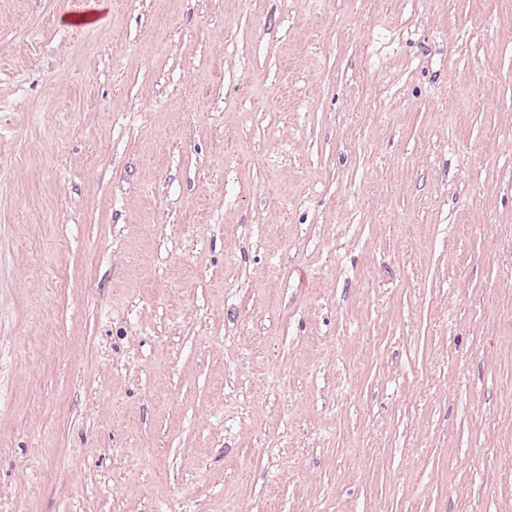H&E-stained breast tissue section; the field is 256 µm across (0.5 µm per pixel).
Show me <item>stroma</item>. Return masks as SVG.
Masks as SVG:
<instances>
[{
  "mask_svg": "<svg viewBox=\"0 0 512 512\" xmlns=\"http://www.w3.org/2000/svg\"><path fill=\"white\" fill-rule=\"evenodd\" d=\"M0 0V512H512V0Z\"/></svg>",
  "mask_w": 512,
  "mask_h": 512,
  "instance_id": "stroma-1",
  "label": "stroma"
}]
</instances>
